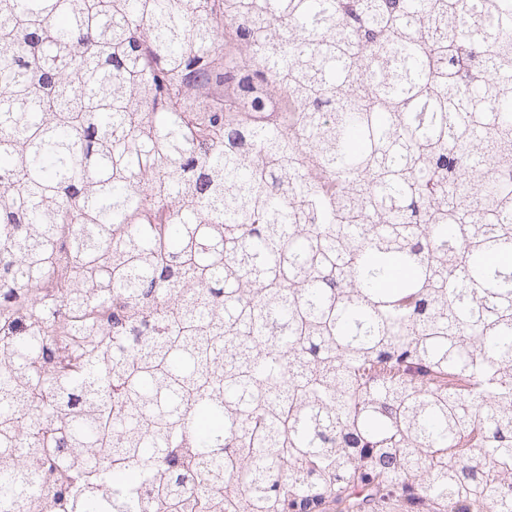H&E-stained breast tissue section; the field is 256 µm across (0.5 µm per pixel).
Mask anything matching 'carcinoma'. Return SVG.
<instances>
[{
  "mask_svg": "<svg viewBox=\"0 0 512 512\" xmlns=\"http://www.w3.org/2000/svg\"><path fill=\"white\" fill-rule=\"evenodd\" d=\"M512 0H0V512H512Z\"/></svg>",
  "mask_w": 512,
  "mask_h": 512,
  "instance_id": "obj_1",
  "label": "carcinoma"
}]
</instances>
